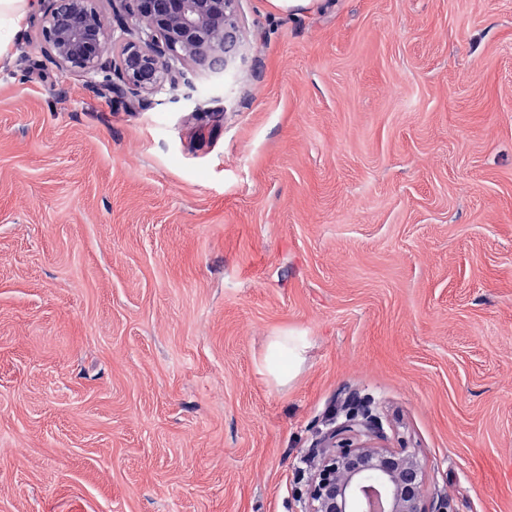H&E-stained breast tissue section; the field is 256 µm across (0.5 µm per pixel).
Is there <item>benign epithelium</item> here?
<instances>
[{
    "instance_id": "obj_1",
    "label": "benign epithelium",
    "mask_w": 512,
    "mask_h": 512,
    "mask_svg": "<svg viewBox=\"0 0 512 512\" xmlns=\"http://www.w3.org/2000/svg\"><path fill=\"white\" fill-rule=\"evenodd\" d=\"M239 0H42L41 43L61 69L102 77L112 92L152 104L170 87L194 89L198 74L222 76L242 43ZM122 32L112 52L114 30ZM378 420L356 431L342 423L323 436L301 512H447V497L426 504L428 475L419 454L377 444Z\"/></svg>"
}]
</instances>
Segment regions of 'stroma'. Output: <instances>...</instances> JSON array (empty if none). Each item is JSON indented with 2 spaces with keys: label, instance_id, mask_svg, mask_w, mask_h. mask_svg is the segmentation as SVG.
<instances>
[{
  "label": "stroma",
  "instance_id": "1",
  "mask_svg": "<svg viewBox=\"0 0 512 512\" xmlns=\"http://www.w3.org/2000/svg\"><path fill=\"white\" fill-rule=\"evenodd\" d=\"M40 17L0 62V512H300L363 401L448 512H512V0H240L223 84L146 110ZM312 344L310 336L292 331L288 332V336H270L264 360V369L270 381L276 386L294 382L306 365Z\"/></svg>",
  "mask_w": 512,
  "mask_h": 512
}]
</instances>
